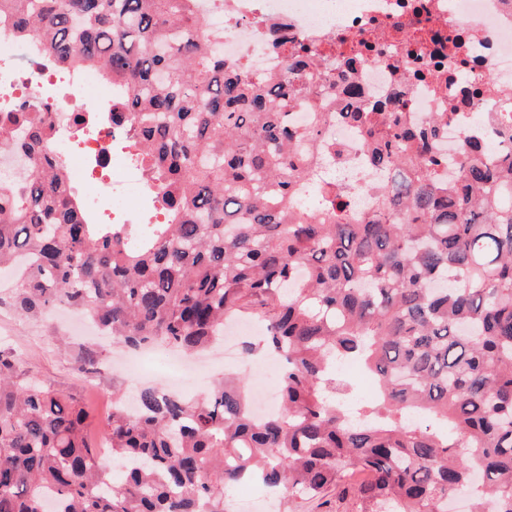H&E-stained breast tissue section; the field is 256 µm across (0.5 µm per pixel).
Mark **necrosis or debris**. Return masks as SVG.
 <instances>
[{"mask_svg":"<svg viewBox=\"0 0 512 512\" xmlns=\"http://www.w3.org/2000/svg\"><path fill=\"white\" fill-rule=\"evenodd\" d=\"M200 0L213 26L224 35V60L246 65L251 78L266 82L283 67L281 46L328 56L338 49L359 52L363 43L399 38L401 49L388 58L364 57L354 78L365 95L376 100L399 90L404 112L417 126L433 113L448 115L437 145L458 157L464 138L482 142L485 153L501 152L508 143L500 134L512 126V0ZM465 31L463 47L445 45L442 66L455 91L468 89L481 77L494 83L477 104L456 111L444 90L405 75L403 48L411 39L425 41L434 31L450 35ZM36 42L0 33V112L24 103L47 114L65 159V173L88 209L116 224H142L153 211V198L144 172L126 157L121 146L128 130L106 127L94 150H81L75 109L99 112L112 101V89L89 70H58L39 57ZM34 59L20 71L18 55ZM346 102L325 107L326 146L335 162L321 166V178L352 181L359 210H367L381 180L372 165L361 130L345 117Z\"/></svg>","mask_w":512,"mask_h":512,"instance_id":"1","label":"necrosis or debris"}]
</instances>
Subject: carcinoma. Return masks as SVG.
<instances>
[{
  "mask_svg": "<svg viewBox=\"0 0 512 512\" xmlns=\"http://www.w3.org/2000/svg\"><path fill=\"white\" fill-rule=\"evenodd\" d=\"M41 36L44 58L98 70L124 92L76 123L123 124L152 187L155 224L95 218L63 174L51 124L0 113L4 144L32 161L0 179V269L20 275L25 318L82 310L130 347L203 350L246 315L247 341L281 360V410L256 419L243 378L186 400L112 395L89 443L81 402L24 380L0 355V512H224V490L257 482L288 501L360 476V512H512V153L464 142L454 179L434 176L438 122L413 127L403 94L371 101L351 59L283 50L280 80L224 66L221 34L195 0H0V28ZM390 176L373 209L353 185L300 199L325 140L293 101L324 76ZM377 394L351 410L340 364Z\"/></svg>",
  "mask_w": 512,
  "mask_h": 512,
  "instance_id": "1",
  "label": "carcinoma"
}]
</instances>
